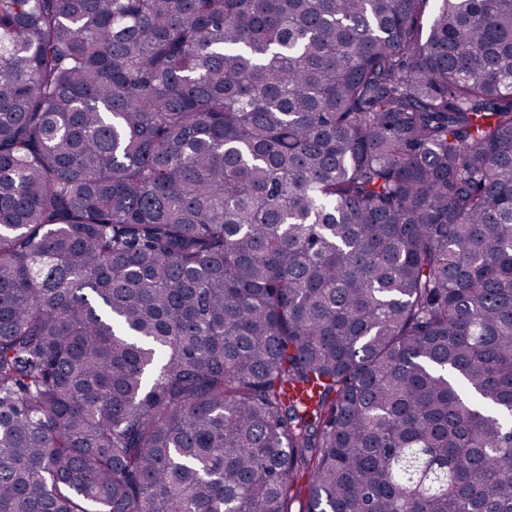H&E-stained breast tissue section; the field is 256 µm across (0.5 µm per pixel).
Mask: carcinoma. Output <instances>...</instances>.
Instances as JSON below:
<instances>
[{"label":"carcinoma","instance_id":"1","mask_svg":"<svg viewBox=\"0 0 512 512\" xmlns=\"http://www.w3.org/2000/svg\"><path fill=\"white\" fill-rule=\"evenodd\" d=\"M303 474L512 512V0H0V512Z\"/></svg>","mask_w":512,"mask_h":512}]
</instances>
